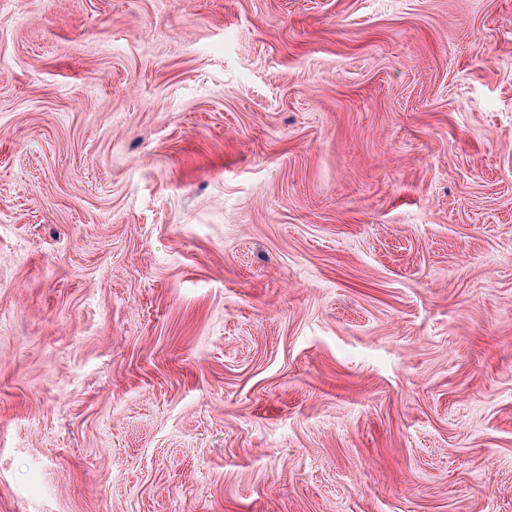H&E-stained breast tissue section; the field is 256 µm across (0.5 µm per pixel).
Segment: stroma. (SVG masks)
Returning a JSON list of instances; mask_svg holds the SVG:
<instances>
[{
  "label": "stroma",
  "instance_id": "1",
  "mask_svg": "<svg viewBox=\"0 0 512 512\" xmlns=\"http://www.w3.org/2000/svg\"><path fill=\"white\" fill-rule=\"evenodd\" d=\"M0 512H512V0H0Z\"/></svg>",
  "mask_w": 512,
  "mask_h": 512
}]
</instances>
